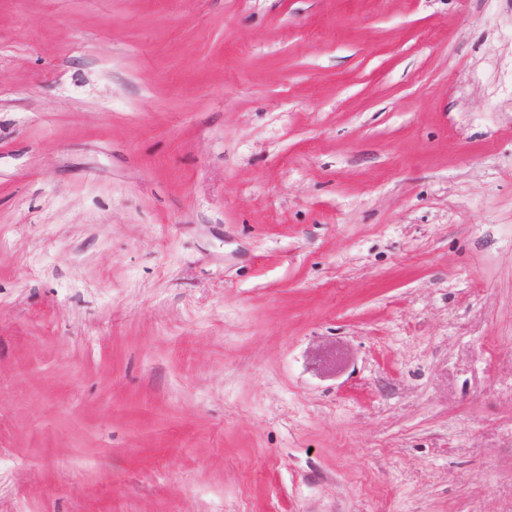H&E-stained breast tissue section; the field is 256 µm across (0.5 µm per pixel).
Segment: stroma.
<instances>
[{
  "label": "stroma",
  "mask_w": 512,
  "mask_h": 512,
  "mask_svg": "<svg viewBox=\"0 0 512 512\" xmlns=\"http://www.w3.org/2000/svg\"><path fill=\"white\" fill-rule=\"evenodd\" d=\"M0 512H512V0H0Z\"/></svg>",
  "instance_id": "35a3bbf8"
}]
</instances>
